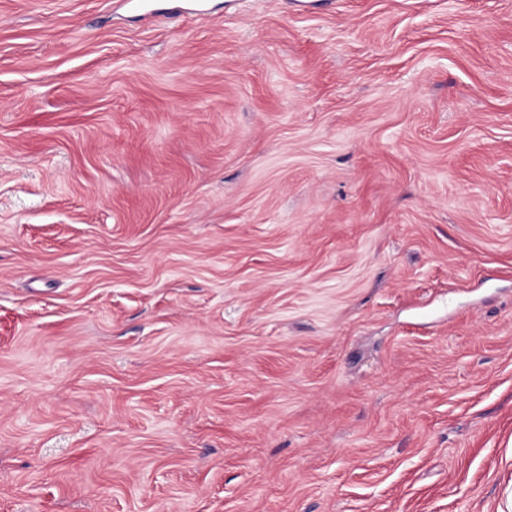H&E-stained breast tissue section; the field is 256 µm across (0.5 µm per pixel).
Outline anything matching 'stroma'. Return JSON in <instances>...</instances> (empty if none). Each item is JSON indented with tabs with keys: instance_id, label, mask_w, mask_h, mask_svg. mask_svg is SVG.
Here are the masks:
<instances>
[{
	"instance_id": "obj_1",
	"label": "stroma",
	"mask_w": 512,
	"mask_h": 512,
	"mask_svg": "<svg viewBox=\"0 0 512 512\" xmlns=\"http://www.w3.org/2000/svg\"><path fill=\"white\" fill-rule=\"evenodd\" d=\"M0 512H512V0H0Z\"/></svg>"
}]
</instances>
